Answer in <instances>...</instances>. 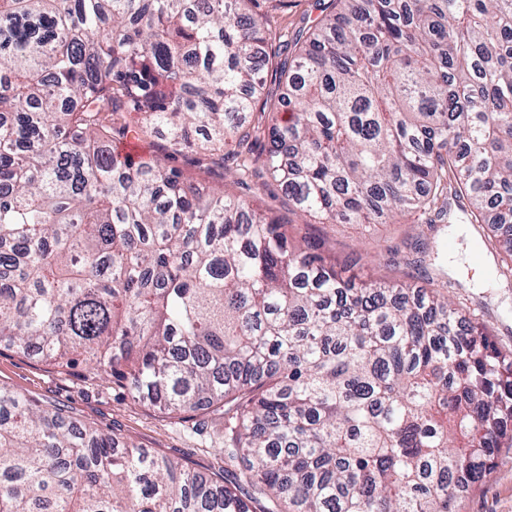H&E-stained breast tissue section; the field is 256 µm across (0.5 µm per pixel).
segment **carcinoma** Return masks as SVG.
I'll return each instance as SVG.
<instances>
[{
  "instance_id": "carcinoma-1",
  "label": "carcinoma",
  "mask_w": 512,
  "mask_h": 512,
  "mask_svg": "<svg viewBox=\"0 0 512 512\" xmlns=\"http://www.w3.org/2000/svg\"><path fill=\"white\" fill-rule=\"evenodd\" d=\"M242 2L0 0V342L224 419L206 477L0 388V512H456L512 443V352L448 289L355 274L164 163L251 175L259 109L304 217L463 212L512 274V0H317L283 122ZM198 157L199 155H196L194 152H188L184 155H178L174 159L168 160L167 164L170 167L179 169L185 177H188L195 183H202L206 185L209 183V185H214V177L208 174L205 166L206 162L198 164L195 160Z\"/></svg>"
}]
</instances>
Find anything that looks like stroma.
<instances>
[{
	"mask_svg": "<svg viewBox=\"0 0 512 512\" xmlns=\"http://www.w3.org/2000/svg\"><path fill=\"white\" fill-rule=\"evenodd\" d=\"M258 9L272 31L289 41L305 40L318 12L315 0H259ZM225 174L223 184L245 197L256 212L297 224L300 233L323 237L332 254L360 259V273L390 281L444 284L455 302L475 310L494 344L512 351V279L488 286L485 269H500L498 251L483 241L482 224L429 225L418 212L401 224L300 223L278 184L254 178L247 185ZM0 386L30 396L46 407H59L82 423L128 443L158 452L208 474L224 464V423L211 410L184 420L133 401L120 383L94 378L84 364L61 367L38 355H24L0 343ZM457 512H512V446L500 448L485 482L465 493Z\"/></svg>",
	"mask_w": 512,
	"mask_h": 512,
	"instance_id": "35a3bbf8",
	"label": "stroma"
}]
</instances>
